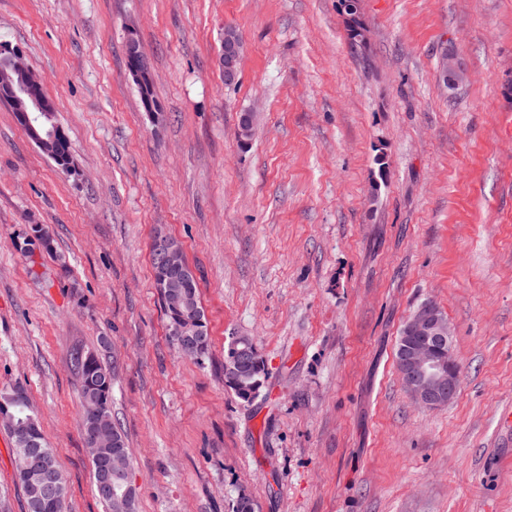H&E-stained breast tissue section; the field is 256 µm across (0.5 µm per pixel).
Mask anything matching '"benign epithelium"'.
I'll return each mask as SVG.
<instances>
[{
	"mask_svg": "<svg viewBox=\"0 0 512 512\" xmlns=\"http://www.w3.org/2000/svg\"><path fill=\"white\" fill-rule=\"evenodd\" d=\"M126 62L128 74L133 82L144 88L153 84L154 76L147 57L143 54L136 27L129 24L125 27ZM241 41L235 35L224 37V81L234 82L237 74L236 61L240 55ZM7 68L0 72V102L9 106L24 121V128L31 141L49 158L57 155L61 148L60 132L57 125L37 129L32 114L39 112L48 115V98L43 84L35 71L26 61L23 51L19 48L6 49ZM155 251L160 265L166 270L177 271L183 275L182 282L176 284L160 277L156 281L158 292L166 288H188L191 279L195 278L193 269L186 262L182 247L172 244L168 237L158 236L155 240ZM404 335L414 336L413 342L401 343L398 352V366L404 384L412 391L415 399L425 406H437L451 401L456 395L459 384V364L456 358L448 320L440 309L432 303H424L416 308L407 319ZM448 347V358L440 357L443 347ZM0 423L8 425L14 432L22 436L27 449L16 453L19 470L28 471L31 466V455L37 443L28 439V431L32 421L17 420L7 408L0 409ZM91 448L88 453L99 463L102 481L98 487L101 494L110 493L112 484L107 475L110 468L108 456L99 453L101 448L117 451L116 438L106 429L94 427L90 431Z\"/></svg>",
	"mask_w": 512,
	"mask_h": 512,
	"instance_id": "7a95c632",
	"label": "benign epithelium"
}]
</instances>
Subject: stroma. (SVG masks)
<instances>
[{"mask_svg": "<svg viewBox=\"0 0 512 512\" xmlns=\"http://www.w3.org/2000/svg\"><path fill=\"white\" fill-rule=\"evenodd\" d=\"M0 0V42L40 74L71 143L59 171L0 103V388L22 386L67 479L106 512L71 354L117 368L112 414L136 512H512V0ZM164 120L143 111L126 20ZM243 48L225 84L224 30ZM456 59L446 87L438 64ZM260 115L248 144L239 116ZM54 238L26 257L31 227ZM193 268L204 363L167 338L156 233ZM436 303L460 366L450 404L404 388L395 344ZM268 368L224 385L232 337ZM0 425V512H27ZM125 33L126 62L129 64L127 66L128 74L135 84L145 88L147 85L153 84L154 81L149 60L141 50L136 27L127 24ZM145 92L147 96L157 98L152 86H147ZM231 348V342L227 346V353L224 356V380H225V386L230 389L234 395L242 400V401H251L258 397L262 391V388L264 387L266 377H267V370L265 367V362L261 358V356L258 354V351L254 352L250 356H248V360L250 363L249 366V379L246 381V385L243 386L241 384L235 383L228 379L226 375V371L233 366L234 363L229 362V352ZM253 385L255 388H257V391L253 393L251 397H247L248 389H253Z\"/></svg>", "mask_w": 512, "mask_h": 512, "instance_id": "1", "label": "stroma"}]
</instances>
